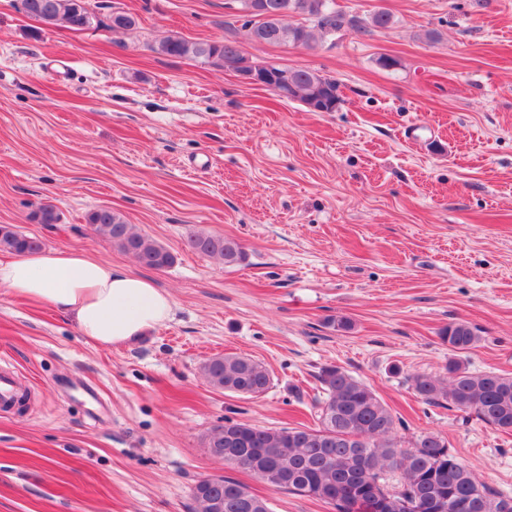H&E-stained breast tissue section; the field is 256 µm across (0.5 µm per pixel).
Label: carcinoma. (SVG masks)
<instances>
[{"label": "carcinoma", "mask_w": 512, "mask_h": 512, "mask_svg": "<svg viewBox=\"0 0 512 512\" xmlns=\"http://www.w3.org/2000/svg\"><path fill=\"white\" fill-rule=\"evenodd\" d=\"M242 28L253 41L288 44L310 49L316 38L352 29L370 33L393 23L384 9L367 16L338 10L334 0H240ZM23 12L49 27L83 31L88 18L95 27L130 30L134 16L120 12L107 20L96 16L90 0H21ZM300 16L307 24L289 25L285 19ZM156 51L218 64L240 73L253 65L234 41L199 42L181 38L161 41ZM283 75L269 89L280 98L307 104L321 96L334 105L342 102L340 84L308 68L273 66ZM36 224H56L59 213L52 205H39L28 215ZM87 224L112 245L152 269L173 265L174 255L157 241L133 230L124 216L100 207L87 215ZM186 246L224 265L246 260L243 246L222 235L194 231ZM43 248V242L11 225H0V251L25 254ZM452 352H466L482 340L479 329L466 323L448 324L440 336ZM447 376L413 374L407 382L423 403L448 404L504 433L512 432V375L495 371L471 372L450 357ZM203 375L217 390L255 397L265 393L270 373L250 357L224 354L208 359ZM323 398L316 401V428L267 429L224 418L210 429L205 447L214 458L248 473L274 491L321 500L334 512H436L434 504L467 501L472 512H504L512 496L480 483L474 471L448 447V441L427 432L404 447L397 439L401 420L376 393L347 371L326 366L318 375ZM193 512H270L266 499L238 480L224 475L199 480L191 493Z\"/></svg>", "instance_id": "1"}]
</instances>
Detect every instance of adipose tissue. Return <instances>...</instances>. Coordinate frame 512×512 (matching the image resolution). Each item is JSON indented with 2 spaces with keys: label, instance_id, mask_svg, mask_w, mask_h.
I'll return each mask as SVG.
<instances>
[{
  "label": "adipose tissue",
  "instance_id": "obj_1",
  "mask_svg": "<svg viewBox=\"0 0 512 512\" xmlns=\"http://www.w3.org/2000/svg\"><path fill=\"white\" fill-rule=\"evenodd\" d=\"M0 288L68 314L81 336L105 348L145 336L172 311L169 293L151 280L68 249L0 260Z\"/></svg>",
  "mask_w": 512,
  "mask_h": 512
}]
</instances>
